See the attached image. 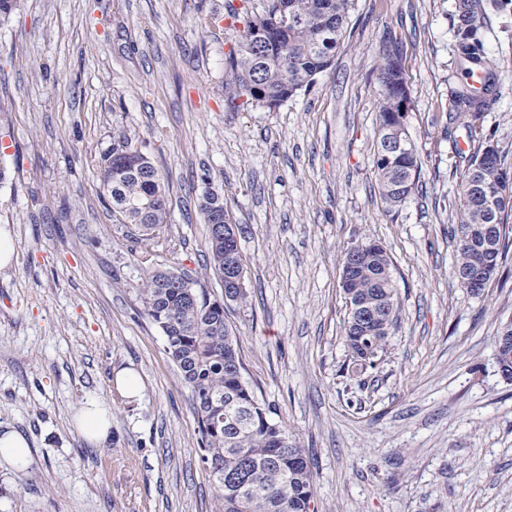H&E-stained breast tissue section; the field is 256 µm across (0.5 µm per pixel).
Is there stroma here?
<instances>
[{
  "label": "stroma",
  "instance_id": "stroma-1",
  "mask_svg": "<svg viewBox=\"0 0 512 512\" xmlns=\"http://www.w3.org/2000/svg\"><path fill=\"white\" fill-rule=\"evenodd\" d=\"M266 0H18L0 23V512H213L191 393L144 313L143 266L98 174L126 142L167 177L170 221L154 262L211 296L203 183L243 232L247 296L228 321L259 399L308 449L310 512H512V383L494 338L512 320V273L475 296L452 275L469 150L450 125L458 83L454 0H353L331 68L276 108L243 105L225 78L241 24ZM498 97L485 115L512 165V7L483 31ZM398 42L407 131L421 175L397 213L375 175L374 67ZM389 252L400 327L358 372L343 337L342 256ZM129 369L135 403L109 381ZM112 411L107 441L74 422ZM75 423L88 443L98 444L109 434L112 427V412L103 402L88 399L79 406ZM30 445L19 432L6 431L0 435V456L16 468H25L30 459Z\"/></svg>",
  "mask_w": 512,
  "mask_h": 512
}]
</instances>
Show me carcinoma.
<instances>
[{
  "instance_id": "cac0c4a2",
  "label": "carcinoma",
  "mask_w": 512,
  "mask_h": 512,
  "mask_svg": "<svg viewBox=\"0 0 512 512\" xmlns=\"http://www.w3.org/2000/svg\"><path fill=\"white\" fill-rule=\"evenodd\" d=\"M353 0H267L262 12L243 8L230 17L243 25L240 39L227 56L226 74L236 84L243 103L273 108L329 69L341 47ZM455 0L452 28L459 68L452 91L454 111L449 123L469 137L482 138L466 157L459 185L458 227L478 232L472 239L456 238L452 274L471 268L478 258L482 235L496 237L497 248L486 255L490 279L506 266L512 253V197L503 193V177L512 174L504 156L488 152L491 135L484 132L485 114L498 96L495 62L489 57L482 30L489 12L512 0ZM264 29L270 38L257 49L250 35ZM377 71V152L375 171L386 211L399 209L419 183L421 161L417 147L402 150L396 131L410 92L403 74L402 51L392 41L382 50ZM99 179L112 211L121 224L133 226L136 253L147 263L168 224L169 184L152 159L128 145L112 147L103 158ZM198 207L205 224L218 219L230 224L223 199L203 191ZM228 242L209 232L207 262L224 281ZM342 264H352L353 296L364 305L348 313L344 340L354 362L374 367L388 337L399 328V302L392 259L379 243L361 242L359 252L346 250ZM185 288L171 281V272L146 268L139 292L147 315L162 330L165 351L179 368L192 397L201 440V461L215 495V512H309L314 482L309 455L288 429L271 419V407L261 401L243 377L237 338L226 320L224 299L210 297L198 280L184 273ZM495 336L500 363L512 372V340ZM242 477L239 486L224 483V474Z\"/></svg>"
}]
</instances>
